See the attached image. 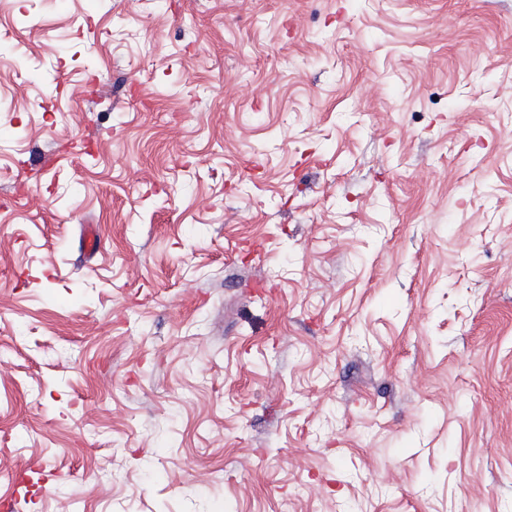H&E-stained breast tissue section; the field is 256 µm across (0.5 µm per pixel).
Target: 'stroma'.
Listing matches in <instances>:
<instances>
[{
  "label": "stroma",
  "instance_id": "stroma-1",
  "mask_svg": "<svg viewBox=\"0 0 512 512\" xmlns=\"http://www.w3.org/2000/svg\"><path fill=\"white\" fill-rule=\"evenodd\" d=\"M1 499L512 512V0H0Z\"/></svg>",
  "mask_w": 512,
  "mask_h": 512
}]
</instances>
